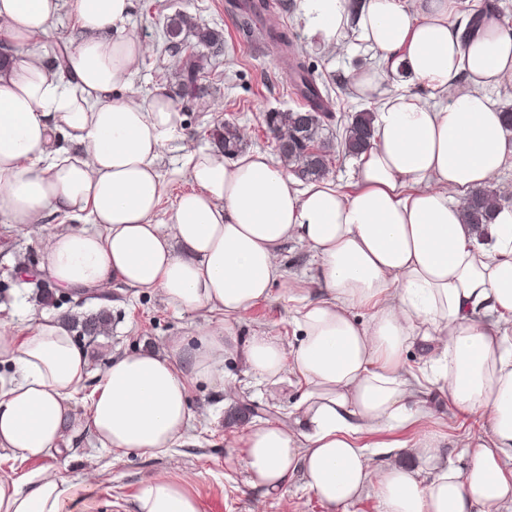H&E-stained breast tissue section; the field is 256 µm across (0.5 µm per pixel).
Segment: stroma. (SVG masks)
I'll return each instance as SVG.
<instances>
[{"instance_id":"stroma-1","label":"stroma","mask_w":512,"mask_h":512,"mask_svg":"<svg viewBox=\"0 0 512 512\" xmlns=\"http://www.w3.org/2000/svg\"><path fill=\"white\" fill-rule=\"evenodd\" d=\"M229 0H133L130 29L150 50L140 60L132 90L146 99L154 88H165L184 116L185 139L164 147L160 172L165 190L155 216L165 222L177 198L191 190L183 168L189 151L212 146L210 131L217 123L230 121L241 130L245 150L272 151L264 116L269 111L295 110L299 99L290 84L284 64L268 41L246 37L228 9ZM266 23L286 31L303 49L304 60L316 80H328L337 118H348L366 109L358 98L349 74L356 68L377 66L378 57L363 44L339 54L324 51L311 35L304 0H270ZM192 16L199 24L215 29L224 38L221 51L204 49L203 71L196 93H183L175 74L173 56L163 49V27L176 13ZM54 224L27 229L0 223V320L18 330L28 329L48 316L70 324L75 342L88 350V375L74 404L76 416H84L100 374L113 357L140 348L163 349L175 339L196 346L214 312H179L154 291L141 292L122 284L101 291L88 288L63 291L41 272V240ZM105 316L101 333L83 334L81 322ZM294 305L287 297L256 304L238 325L241 337L266 330L283 337L286 346L298 341L293 321ZM222 379L189 385L191 427L179 445L167 454L143 457L119 454L101 448L89 435L74 437L67 456L41 459L0 457V479H17L38 470L64 467L72 485L62 512H134L141 484L152 477L185 480L187 491L200 503L201 512H324L301 482H294L284 498L261 495L251 489L237 444L253 421L251 406L262 409L265 421L284 420L299 400L302 386L293 374L278 383L262 382L248 373L240 361L225 360ZM234 379L238 396L225 405L223 378ZM437 430L446 443L439 465L463 468V451L481 433L477 419L462 417L448 405H438Z\"/></svg>"}]
</instances>
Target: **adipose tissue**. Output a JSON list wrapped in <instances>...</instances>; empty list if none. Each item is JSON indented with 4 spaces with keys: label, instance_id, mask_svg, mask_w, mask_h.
<instances>
[{
    "label": "adipose tissue",
    "instance_id": "1",
    "mask_svg": "<svg viewBox=\"0 0 512 512\" xmlns=\"http://www.w3.org/2000/svg\"><path fill=\"white\" fill-rule=\"evenodd\" d=\"M461 0H307L309 28L326 47L364 43L380 58L354 72L362 97L387 77L408 86L384 99L360 156L357 189L330 181L297 189L265 153L230 159L217 148L185 158L194 191L167 223L153 215L157 167L184 118L162 88L148 102L120 98L148 51L128 30L132 0H74L76 28L62 64L43 50L61 0H0V213L68 226L44 242L55 287L107 290L113 282L160 291L181 311L223 313L192 348H143L112 359L87 414L72 400L87 350L50 317L27 333L0 322V452L40 459L92 432L123 454L167 453L191 417L189 384L240 356L265 381L294 373L304 391L286 423H250L241 440L253 489L284 496L302 478L324 512L374 495L380 512H512V206L492 223H464L458 198L512 167V141L489 89L512 82V31L492 18L466 33ZM296 240L318 259L321 288L288 280L279 250ZM287 289L300 340L266 331L239 339L237 323ZM371 308L368 321L354 310ZM494 314L492 323L478 312ZM427 351L429 373L405 370L407 345ZM436 388L484 433L464 470L436 466L442 438L392 441L429 472L369 463L362 435L423 425ZM71 486L61 469L0 479V512H61ZM136 512H200L183 482H144Z\"/></svg>",
    "mask_w": 512,
    "mask_h": 512
}]
</instances>
